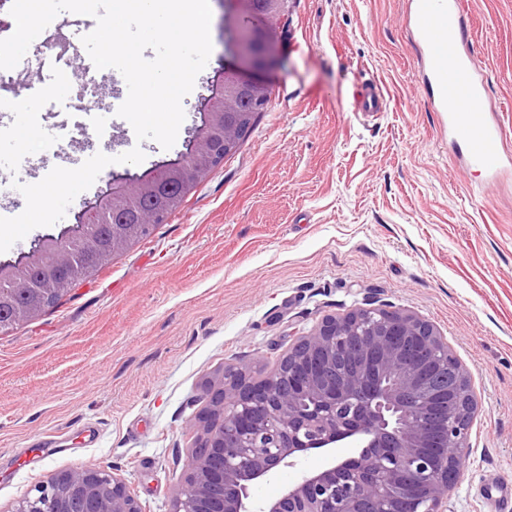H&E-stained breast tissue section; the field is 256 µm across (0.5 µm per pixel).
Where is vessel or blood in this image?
I'll return each instance as SVG.
<instances>
[{
  "label": "vessel or blood",
  "mask_w": 512,
  "mask_h": 512,
  "mask_svg": "<svg viewBox=\"0 0 512 512\" xmlns=\"http://www.w3.org/2000/svg\"><path fill=\"white\" fill-rule=\"evenodd\" d=\"M408 20L427 65L433 111L446 123L450 140L464 145L466 166L496 180L512 160L500 126L490 117L486 79L467 49L471 29L462 0H409ZM382 103L375 82L353 96L358 112L381 111Z\"/></svg>",
  "instance_id": "b4317fda"
}]
</instances>
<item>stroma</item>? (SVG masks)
Returning a JSON list of instances; mask_svg holds the SVG:
<instances>
[{
    "mask_svg": "<svg viewBox=\"0 0 512 512\" xmlns=\"http://www.w3.org/2000/svg\"><path fill=\"white\" fill-rule=\"evenodd\" d=\"M463 3L471 57L512 148V0ZM210 8L212 51L167 150L118 116L128 87L117 69L100 73L93 96L77 71L55 93L45 70L0 69V96L15 103L6 125L40 115L27 141L0 135V173L15 186L0 201L13 215L0 221V261L73 224L113 178L184 151L231 60L224 10ZM85 23L60 13L30 52L81 45ZM281 56L253 131L180 209L60 305L0 332V512L92 464L125 478L144 512H168L205 382L230 365L267 373L293 337L370 300L432 322L472 379L473 448L448 512H501V494L512 495V170L488 186L464 169L463 146L427 104L406 0H291ZM373 78L386 110L353 111L355 86ZM99 107L109 166L60 127ZM54 176L63 191L40 199Z\"/></svg>",
    "mask_w": 512,
    "mask_h": 512,
    "instance_id": "35a3bbf8",
    "label": "stroma"
}]
</instances>
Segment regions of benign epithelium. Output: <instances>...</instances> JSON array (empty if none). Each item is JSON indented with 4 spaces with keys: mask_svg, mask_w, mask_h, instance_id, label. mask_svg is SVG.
<instances>
[{
    "mask_svg": "<svg viewBox=\"0 0 512 512\" xmlns=\"http://www.w3.org/2000/svg\"><path fill=\"white\" fill-rule=\"evenodd\" d=\"M287 4L262 0L276 19L270 26L230 27L242 67L224 70L211 87L184 152L149 175L113 180L83 202L76 223L0 262V278L21 287L32 266L73 262L95 224L112 225L115 246H126L128 231L114 216L135 194L188 187L220 164L247 119L230 120L242 97L256 112L268 103ZM205 392L208 406L170 512H448L460 460L471 453L477 402L467 371L433 324L386 304L328 317L298 336L266 375L227 367ZM348 447L350 457H336ZM309 450L326 453L322 469L300 470L274 499H252L254 485L279 467H296ZM74 498L92 501L95 512H143L125 479L96 465L34 486L14 512H67Z\"/></svg>",
    "mask_w": 512,
    "mask_h": 512,
    "instance_id": "1",
    "label": "benign epithelium"
}]
</instances>
